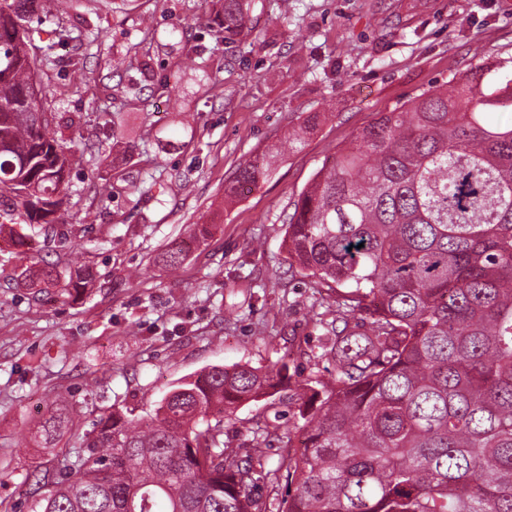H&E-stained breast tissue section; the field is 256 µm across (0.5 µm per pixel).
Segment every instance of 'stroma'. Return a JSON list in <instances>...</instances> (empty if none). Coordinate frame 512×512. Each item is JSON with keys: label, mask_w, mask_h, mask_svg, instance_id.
I'll use <instances>...</instances> for the list:
<instances>
[{"label": "stroma", "mask_w": 512, "mask_h": 512, "mask_svg": "<svg viewBox=\"0 0 512 512\" xmlns=\"http://www.w3.org/2000/svg\"><path fill=\"white\" fill-rule=\"evenodd\" d=\"M254 15L234 42L206 29L222 21L217 0H82L33 23L54 60L50 132L94 152L70 169L64 244L47 250L23 224L0 235V512H32V475L77 450L103 413L146 415L214 365L284 364L292 381L225 419V440L248 446L258 415L298 435L295 386L332 371L321 352L336 305L288 264L293 201L377 113L487 61L512 76V0H258ZM61 26L81 38L59 46ZM307 112L325 119L289 149ZM273 145L284 152L272 176L225 202L239 164ZM195 224L213 230L195 242ZM180 241L172 274L158 256ZM41 257L95 280L66 303L25 287L20 272ZM60 407L69 422L45 442Z\"/></svg>", "instance_id": "1"}]
</instances>
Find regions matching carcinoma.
<instances>
[{
  "label": "carcinoma",
  "instance_id": "cac0c4a2",
  "mask_svg": "<svg viewBox=\"0 0 512 512\" xmlns=\"http://www.w3.org/2000/svg\"><path fill=\"white\" fill-rule=\"evenodd\" d=\"M55 2L0 0V194L30 190L6 219L51 240L71 159L84 155L28 117L47 112L53 60L30 55L27 23ZM220 2L212 35L252 34L255 0ZM490 74L483 64L378 113L294 201L290 266L364 327L328 329L334 371L306 385L299 451L266 425L249 448L224 442V417L284 385L287 365L212 366L143 418L100 417L83 448L41 471L42 512H512V91ZM319 122L307 113L288 146ZM278 157L272 147L245 161L231 191L257 186ZM183 260L177 245L161 255L170 270ZM21 276L61 298L89 280L54 264ZM271 437L286 448L274 464Z\"/></svg>",
  "mask_w": 512,
  "mask_h": 512
}]
</instances>
